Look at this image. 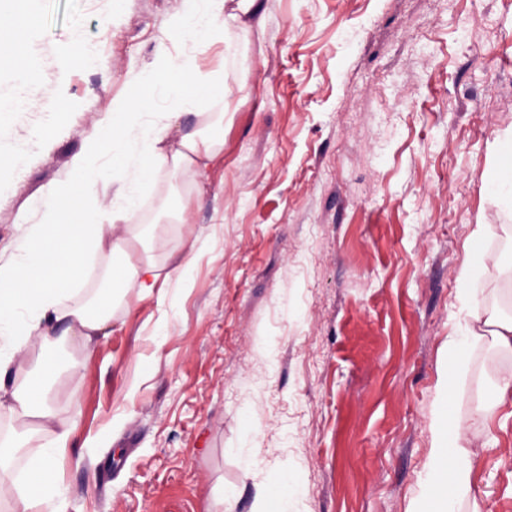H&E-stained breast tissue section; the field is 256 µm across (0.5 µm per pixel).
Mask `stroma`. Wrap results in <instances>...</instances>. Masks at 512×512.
Listing matches in <instances>:
<instances>
[{
	"label": "stroma",
	"instance_id": "stroma-1",
	"mask_svg": "<svg viewBox=\"0 0 512 512\" xmlns=\"http://www.w3.org/2000/svg\"><path fill=\"white\" fill-rule=\"evenodd\" d=\"M35 5L39 106L15 113L10 133L37 141L0 179L4 259L41 189L109 121L129 68L159 64L181 0ZM228 34L237 57L214 47L198 59L225 67L227 100L204 106L224 115V149L155 186L140 216L163 223L138 247L156 264L172 267L197 237L205 252L151 297L116 294L91 348L33 342L24 367L71 358L77 372L50 383L51 423L0 408V440L19 443V471L51 426H72L57 459L65 512H252L287 465L304 489L299 512H414L448 341L471 324L457 277L476 225L490 230L473 285L512 314L500 231L512 210L484 191L512 134V0H259ZM71 43L94 61L60 65ZM172 198L184 223L166 220ZM510 365L477 338L456 412L480 408ZM469 439L458 512H512V396ZM225 486L238 495L223 504Z\"/></svg>",
	"mask_w": 512,
	"mask_h": 512
}]
</instances>
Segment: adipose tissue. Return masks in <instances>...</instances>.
I'll list each match as a JSON object with an SVG mask.
<instances>
[{
    "mask_svg": "<svg viewBox=\"0 0 512 512\" xmlns=\"http://www.w3.org/2000/svg\"><path fill=\"white\" fill-rule=\"evenodd\" d=\"M0 11V60L22 66L19 79L0 81V134L7 116L30 104L28 87L36 84L42 60L36 47L42 33V15L33 0H7ZM257 0H183L170 33L175 51L165 52L156 70L130 69L127 98L113 102L111 120L93 128L82 149L71 157L67 178L48 184L35 202L37 223L16 239L11 257L0 262V398L19 418L44 417L48 377L40 371L22 372L23 355L31 340L48 341L58 325H66L83 345L104 334L111 317L112 299L102 296L86 305L72 299L84 284L88 259L110 254L109 275L114 287L136 289L150 297L161 277L159 267L137 253L135 242L156 236L154 224L135 223L153 185L180 172L206 168L224 148L221 125L177 132L179 119L198 113L202 104L224 98V69H200L198 56L215 44H227V28L239 15L256 10ZM171 84L164 109L150 108V91L158 80ZM487 193L512 207V136L502 141L495 170L485 185ZM459 293L471 318L489 327L494 343L512 353V318L490 312L481 291L472 288L467 273L458 277ZM23 373L17 386L11 375ZM449 394L434 404L433 453L416 502L415 512H457L459 495L472 483L473 459L467 448L469 425L454 413ZM11 446L0 443V483L19 482L13 512H42L60 504L63 486L50 456L27 458L15 471ZM303 495L293 467L282 468L274 482L260 489L252 512H295Z\"/></svg>",
    "mask_w": 512,
    "mask_h": 512,
    "instance_id": "1",
    "label": "adipose tissue"
}]
</instances>
